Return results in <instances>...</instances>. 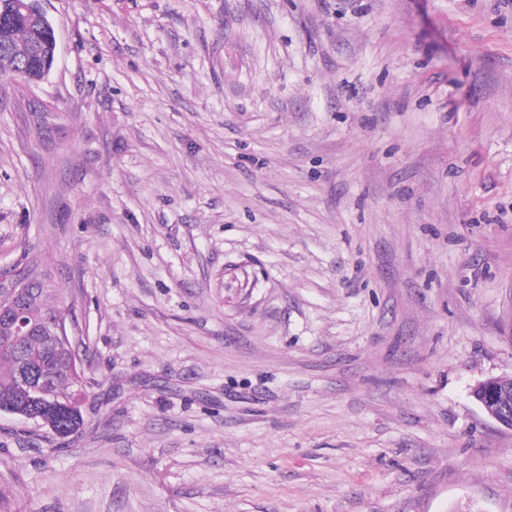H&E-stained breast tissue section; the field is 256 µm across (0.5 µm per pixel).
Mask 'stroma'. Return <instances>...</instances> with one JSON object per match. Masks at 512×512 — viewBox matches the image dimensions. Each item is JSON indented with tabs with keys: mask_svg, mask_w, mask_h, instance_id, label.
<instances>
[{
	"mask_svg": "<svg viewBox=\"0 0 512 512\" xmlns=\"http://www.w3.org/2000/svg\"><path fill=\"white\" fill-rule=\"evenodd\" d=\"M0 268L42 254L77 436L0 512H512V0H41ZM502 381L500 378L480 381L473 386L471 395L489 418L512 429V384Z\"/></svg>",
	"mask_w": 512,
	"mask_h": 512,
	"instance_id": "obj_1",
	"label": "stroma"
}]
</instances>
